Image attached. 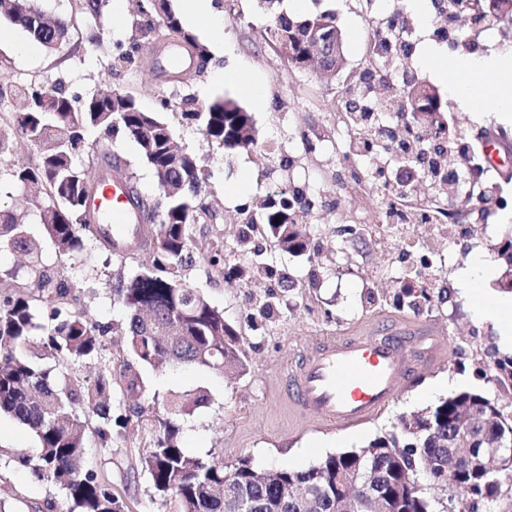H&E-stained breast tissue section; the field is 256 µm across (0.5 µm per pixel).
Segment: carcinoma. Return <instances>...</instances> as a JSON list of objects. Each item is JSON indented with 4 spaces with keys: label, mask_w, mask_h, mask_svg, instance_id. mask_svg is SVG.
Here are the masks:
<instances>
[{
    "label": "carcinoma",
    "mask_w": 512,
    "mask_h": 512,
    "mask_svg": "<svg viewBox=\"0 0 512 512\" xmlns=\"http://www.w3.org/2000/svg\"><path fill=\"white\" fill-rule=\"evenodd\" d=\"M281 2L258 0L269 17L265 37L272 45L309 28L333 32L335 13L296 17L280 9ZM104 6L105 0H78L75 14L60 18L43 11L38 0H0V12L49 52L69 42L77 19L86 28L88 42L100 46ZM144 8L149 14L138 24L132 42L154 40L164 24L197 41L184 29L170 0H144ZM400 97L420 133L448 129L444 121L435 120L441 105L433 88L414 81L401 88ZM169 107L162 99L155 110H145L138 97L114 94L108 85L83 98L62 83L41 89L31 81L18 87L8 109L0 112V125L13 131L11 137L0 136V157L16 154L23 143L38 146L37 162L15 168L13 177L30 194L47 200L37 233L14 213L0 210V253L23 255L33 278L31 284L0 278V415L18 420L40 444L36 454L20 453L14 462L59 485L71 502L70 512H124L112 482L85 469L89 433L97 436L99 447H112V396L119 392L124 400L118 420L147 436L150 451L140 459V468L168 512H343L341 475L355 480L377 512H435L455 455L448 430L461 409L492 402L477 389L459 391L401 421L406 433L379 435L358 450L329 455L297 471L262 470L247 460L227 467L221 457L203 458L184 448L180 420L209 403L204 389L147 401L144 368L186 365L221 374L226 367H247L237 327L186 278L185 271L196 260L227 282L275 280L286 288L294 280L270 263L264 243L309 262L317 252L304 222L310 202L301 191L282 192L259 209L244 212L236 235L237 261L231 266L224 264V243L194 236L199 215L207 213L197 201L203 176L197 158L188 152L178 162L168 159L174 129L162 113ZM180 115L189 124L201 123L206 138L227 154L256 145L253 116L235 103L218 98L198 112L186 100ZM92 130L104 140L120 130L133 139L161 196L159 207L144 202L145 220L139 229L154 254L153 264L120 280L114 292L126 315L122 330L127 360L118 376L111 366L113 324L73 312L76 297L71 288L42 262L47 246L60 255L81 253L90 242L112 251L101 239L98 222L82 220L98 171L78 160L91 152L97 166L112 161L109 145L89 143ZM496 253L501 260L499 284L512 292V234L496 244ZM411 273L393 296L398 310L419 311L434 303V289L427 286L423 272L415 267ZM279 307L277 293L269 291L258 309L261 325L275 318ZM37 329L43 332V356L65 359L69 367L45 366L28 355ZM87 361L99 367L88 374L76 369ZM493 381L512 386V357L497 361ZM497 430L512 431V416L498 406L475 424L474 447L484 448L483 438ZM409 478L419 483L418 491L407 490ZM453 479L468 498L464 512H482L501 484L499 476L475 462L457 463Z\"/></svg>",
    "instance_id": "cac0c4a2"
}]
</instances>
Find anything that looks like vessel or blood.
<instances>
[{
	"instance_id": "vessel-or-blood-1",
	"label": "vessel or blood",
	"mask_w": 512,
	"mask_h": 512,
	"mask_svg": "<svg viewBox=\"0 0 512 512\" xmlns=\"http://www.w3.org/2000/svg\"><path fill=\"white\" fill-rule=\"evenodd\" d=\"M92 208L117 250L140 247L139 192L121 169L105 171ZM446 347L427 326L398 320L357 327L306 352L288 374L286 403L299 427L348 428L368 422L413 375L433 369Z\"/></svg>"
}]
</instances>
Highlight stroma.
I'll return each mask as SVG.
<instances>
[{
    "instance_id": "1",
    "label": "stroma",
    "mask_w": 512,
    "mask_h": 512,
    "mask_svg": "<svg viewBox=\"0 0 512 512\" xmlns=\"http://www.w3.org/2000/svg\"><path fill=\"white\" fill-rule=\"evenodd\" d=\"M210 7L216 25L201 22L190 26L207 46L209 59L184 83L161 77L159 68L164 59L151 43L142 44L136 63L120 72H109L105 51L131 37L139 20L135 0H107L100 31L103 46L99 49L75 36L58 51L49 52L20 28L0 20V28L13 33L12 41L0 44V60H8L7 75L15 82L61 80L85 96L106 83L136 93L141 106L149 111L159 99L170 101L173 109L166 118L178 145L197 157L205 176L201 200L213 210L196 229L223 241L227 263H234L236 258L243 205L264 201L290 180L320 202L310 215L308 229L318 247L313 262L324 269L321 286L306 288L304 276L309 263L281 250H270L274 265L290 272L295 283L280 290V313L267 329L253 331L248 327L249 317L268 292L266 283L242 288L224 283L209 276L207 265L201 261L188 270L191 284L223 310L228 322L239 327L248 366L243 372L224 376L186 366L160 374L143 370L150 393L199 387L208 391L209 404L182 423L183 446L196 455L222 456L229 467L247 458L258 468L304 470L327 455L363 447L376 435L399 425L402 417L463 389L481 390L504 413L512 414V389L500 388L476 370L479 362L512 353V348L503 344L498 326L479 313L480 307L500 304L503 298L496 286L494 245L512 228V170L490 174V182L502 185L507 205L489 213L487 224L476 221L480 202L475 197L462 206L457 223L420 224L418 214L435 208L440 195L418 172L391 164V177L405 183V192L397 202L410 221L378 237L371 227L382 219V192L376 187L352 192L344 182L345 174H358L370 166L369 161L346 154L345 145L354 139L355 130L347 118L345 101L347 90L366 68L369 48L377 28L387 20L389 8L369 4L368 0H308L307 11L335 13L345 39V67L320 78L290 67L266 43L268 17L255 0H210ZM458 38L460 53L478 54L497 63L512 61V37L505 36L499 27L484 33L479 27L465 25L460 27ZM411 67L419 81L438 93L443 118L450 128L466 132L472 153H480L477 135L483 131L512 140L511 117L468 109L451 95L440 67L416 60ZM249 82L261 86V96L248 94L245 85ZM190 97L202 106L218 98L235 101L252 112L259 142H276L279 153L263 157L257 149L249 148L224 154L197 125L182 121L178 107ZM109 146L122 169L135 173L139 193L159 203L152 171L135 143L120 133ZM14 161L0 159V208L17 211L25 223L38 225L41 203L13 179ZM341 218L365 226L363 239L337 235ZM425 244L432 250L433 261L428 278L433 287L441 289L442 296L428 310L412 313L411 318L446 336L448 346L442 363L403 384L383 412L357 429H295L283 403L290 364L319 340L362 324L397 318L391 307H369L364 293L376 288L383 295H392L403 283L408 267L419 260V246ZM476 259L485 262L490 274L482 294L470 296L462 290L459 274ZM43 261L78 295L77 312L118 324L124 311L112 290L119 278L150 266L152 255L144 251L138 253L135 262L125 263L105 250L64 256L48 248ZM114 433L111 450L89 445V468L111 477L112 489L123 500L125 512H166L138 470V461L148 450L146 437L131 427L115 428ZM37 450L38 440L26 426L0 416V500L8 512H67L69 504L59 486L38 480L13 462L18 453L33 455Z\"/></svg>"
}]
</instances>
